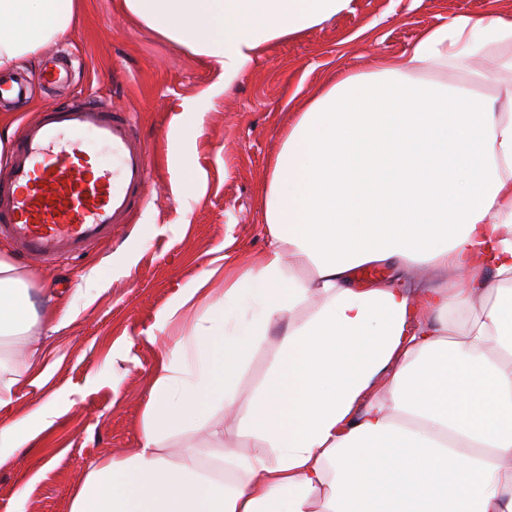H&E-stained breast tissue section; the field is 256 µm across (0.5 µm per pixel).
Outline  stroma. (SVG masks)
<instances>
[{"mask_svg":"<svg viewBox=\"0 0 512 512\" xmlns=\"http://www.w3.org/2000/svg\"><path fill=\"white\" fill-rule=\"evenodd\" d=\"M459 14L512 20V0H353L352 11L270 45L228 84L208 59L146 29L121 0H79L72 33L22 65L34 74L65 53L68 81L32 85L20 108L0 109V139L12 144L46 109L94 101L135 115L151 179L129 224L85 259L19 263L30 295L53 302L50 324L27 338L45 377L41 388L20 390L0 419L53 402L59 415L0 465V512H69L89 464L140 446L156 367L201 309H184L168 327L161 316L201 285L209 300L222 299L224 267L264 257L263 187L289 120L329 77L371 70L378 57L401 55L423 30ZM277 347L269 337L242 370L240 411ZM255 445L235 426L218 436L205 426L168 438L165 453L175 461L189 448Z\"/></svg>","mask_w":512,"mask_h":512,"instance_id":"obj_1","label":"stroma"}]
</instances>
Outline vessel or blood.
Here are the masks:
<instances>
[{
  "label": "vessel or blood",
  "mask_w": 512,
  "mask_h": 512,
  "mask_svg": "<svg viewBox=\"0 0 512 512\" xmlns=\"http://www.w3.org/2000/svg\"><path fill=\"white\" fill-rule=\"evenodd\" d=\"M92 143L79 139L80 131ZM108 146L117 170L101 167ZM151 161L129 117L85 102L25 124L0 173V238L29 260L52 266L111 238L144 194Z\"/></svg>",
  "instance_id": "1"
}]
</instances>
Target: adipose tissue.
I'll return each instance as SVG.
<instances>
[{
  "mask_svg": "<svg viewBox=\"0 0 512 512\" xmlns=\"http://www.w3.org/2000/svg\"><path fill=\"white\" fill-rule=\"evenodd\" d=\"M351 3L123 0L228 81ZM76 6L0 0V68L69 35ZM483 56L512 69V21L460 14L311 97L265 188L263 264L225 275L223 305L156 367L140 448L84 471L70 512H512V87L441 77ZM375 266L386 276L355 286ZM38 319L0 256V409L39 382L16 341ZM272 334L239 414L240 373ZM221 417L258 450L167 458L171 434ZM54 418L1 422L0 464Z\"/></svg>",
  "mask_w": 512,
  "mask_h": 512,
  "instance_id": "obj_1",
  "label": "adipose tissue"
}]
</instances>
